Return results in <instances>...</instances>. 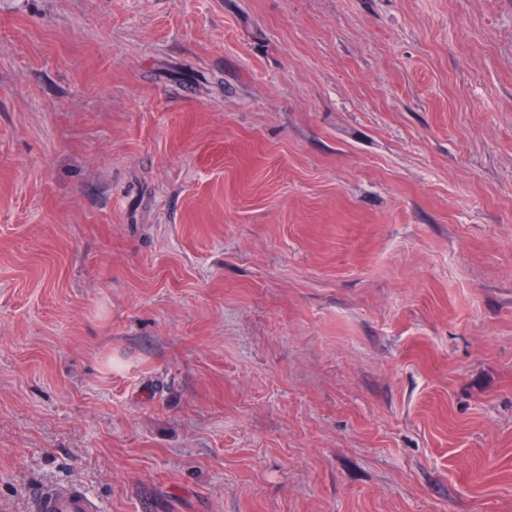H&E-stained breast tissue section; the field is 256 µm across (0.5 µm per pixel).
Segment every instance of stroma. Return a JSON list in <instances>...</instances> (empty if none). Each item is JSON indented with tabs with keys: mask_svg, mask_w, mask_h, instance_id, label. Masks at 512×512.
<instances>
[{
	"mask_svg": "<svg viewBox=\"0 0 512 512\" xmlns=\"http://www.w3.org/2000/svg\"><path fill=\"white\" fill-rule=\"evenodd\" d=\"M512 512V0H0V512ZM34 512H97L87 492L78 486L44 487L34 501Z\"/></svg>",
	"mask_w": 512,
	"mask_h": 512,
	"instance_id": "1",
	"label": "stroma"
}]
</instances>
